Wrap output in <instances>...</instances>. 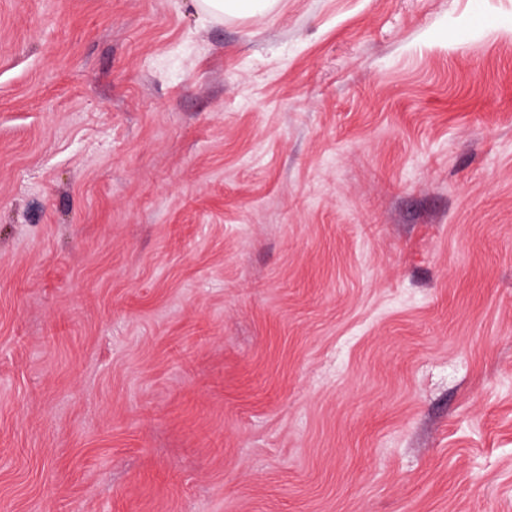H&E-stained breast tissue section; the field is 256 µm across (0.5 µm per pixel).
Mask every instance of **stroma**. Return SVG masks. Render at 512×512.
Listing matches in <instances>:
<instances>
[{
  "instance_id": "1",
  "label": "stroma",
  "mask_w": 512,
  "mask_h": 512,
  "mask_svg": "<svg viewBox=\"0 0 512 512\" xmlns=\"http://www.w3.org/2000/svg\"><path fill=\"white\" fill-rule=\"evenodd\" d=\"M0 512H512V0H0ZM202 11L213 16L247 17L270 12L276 0H198Z\"/></svg>"
}]
</instances>
